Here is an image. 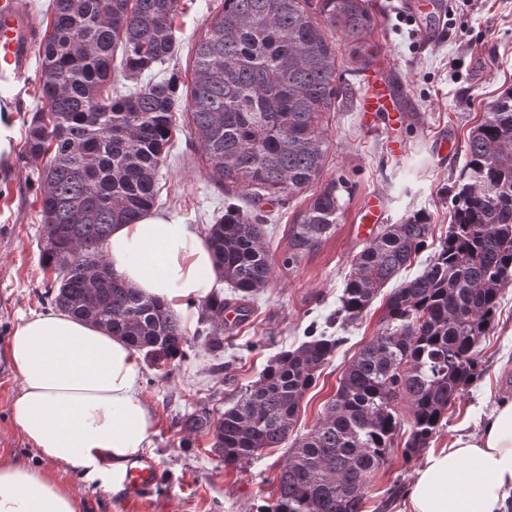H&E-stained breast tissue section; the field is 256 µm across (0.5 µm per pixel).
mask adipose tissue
Here are the masks:
<instances>
[{"label":"adipose tissue","mask_w":512,"mask_h":512,"mask_svg":"<svg viewBox=\"0 0 512 512\" xmlns=\"http://www.w3.org/2000/svg\"><path fill=\"white\" fill-rule=\"evenodd\" d=\"M106 258L129 286L167 306L211 294L217 270L197 225L151 212L118 224ZM7 358L21 379L11 414L40 459L95 479L123 474L151 444L152 413L141 395L142 357L124 339L63 311L22 319ZM0 512H80L43 469L0 458ZM407 512H512V394L478 423L422 456Z\"/></svg>","instance_id":"adipose-tissue-1"}]
</instances>
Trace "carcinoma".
Wrapping results in <instances>:
<instances>
[{
	"label": "carcinoma",
	"mask_w": 512,
	"mask_h": 512,
	"mask_svg": "<svg viewBox=\"0 0 512 512\" xmlns=\"http://www.w3.org/2000/svg\"><path fill=\"white\" fill-rule=\"evenodd\" d=\"M177 0H51V31L39 50L38 88L46 110L33 115L24 153L47 158L40 179L41 264L54 272L50 304L104 327L161 371L191 346L180 313L112 273L105 245L116 224L150 212L156 177L184 107L209 175L233 200L207 239L216 268L245 302L268 288L274 262L258 205L318 181L328 145L321 117L336 100V56L322 24L360 42L365 0H224L194 47L190 97L176 77L141 83L176 47ZM121 49L124 78L111 95ZM333 179L288 228L285 268L298 266L336 232L345 211ZM451 224L422 271L388 294L376 336L345 369L310 432L294 439L274 495L256 512H364L369 479L395 452L399 405L412 421L402 457L428 446L448 408L481 374L479 347L494 325L502 287L512 280V90L468 136L463 175L451 190ZM422 218L386 224L353 258L336 317L360 320L378 294L428 248ZM205 344L224 348V301L203 309ZM344 342L314 335L280 352L227 408L201 406L182 420L185 435H212L224 466L242 468L293 432L317 372Z\"/></svg>",
	"instance_id": "obj_1"
}]
</instances>
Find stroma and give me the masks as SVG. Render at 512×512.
<instances>
[{
  "label": "stroma",
  "instance_id": "obj_1",
  "mask_svg": "<svg viewBox=\"0 0 512 512\" xmlns=\"http://www.w3.org/2000/svg\"><path fill=\"white\" fill-rule=\"evenodd\" d=\"M221 0H178L174 56L156 66L154 78L178 74L192 80V47L206 30L207 19ZM371 21L363 44L341 31L327 30L336 48V65L352 94L339 95L323 115L329 142L322 182L346 179L352 187L347 210L336 232L306 256L299 267H277L275 282L250 301L244 323L224 332V350L211 353L199 332L201 303L187 304L181 315L192 348L168 373L145 368L142 396L155 420L146 453L161 467L154 493L123 499L121 478L105 475L87 480L39 460L13 425L11 405L21 380L6 357L17 324L34 312L50 310L45 285L54 278L40 264L44 227L37 198L42 161L23 159L25 133L33 113L44 110L37 82L21 100L0 92V111L9 112V148L0 152V456L52 472L78 499L80 512H255L270 498L285 461V448H268L250 466L225 467L213 453L212 438H186L184 414L205 405L220 410L241 388L255 382L269 358L298 347L309 325L326 329L352 268V259L376 234L363 228L360 214L378 204L384 223L399 224L424 215L434 236L446 234L451 222L448 191L465 163L468 135L482 122L493 102L512 88V0H453L442 30L422 43L401 0H368ZM403 90L409 110L404 123L381 113L360 111L368 69ZM402 141L394 152L393 141ZM157 212L181 218L208 231L224 212V193L202 164L198 137L185 110L175 114L173 137L157 176ZM317 186L287 200L265 203L266 238L274 257L287 247V231L306 207ZM498 318L480 345L483 374L454 402L448 419L432 438L434 448L447 446L462 422H477L501 391H512V373L497 374L499 363H512V283L501 292ZM384 298H376L361 320L349 326L339 346L307 391L294 435L307 433L333 398L344 368L379 328ZM414 463L394 454L378 469L368 489L365 512H396L408 489Z\"/></svg>",
  "mask_w": 512,
  "mask_h": 512
}]
</instances>
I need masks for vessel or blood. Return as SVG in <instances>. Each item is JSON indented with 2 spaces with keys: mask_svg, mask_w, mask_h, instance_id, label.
Wrapping results in <instances>:
<instances>
[{
  "mask_svg": "<svg viewBox=\"0 0 512 512\" xmlns=\"http://www.w3.org/2000/svg\"><path fill=\"white\" fill-rule=\"evenodd\" d=\"M40 43V24L20 0H0V87L12 89L28 84L30 60ZM365 112H391L403 121L406 109L394 89L381 78H373L361 101ZM155 460L143 458L124 479L128 497L147 496L158 480Z\"/></svg>",
  "mask_w": 512,
  "mask_h": 512,
  "instance_id": "b4317fda",
  "label": "vessel or blood"
}]
</instances>
